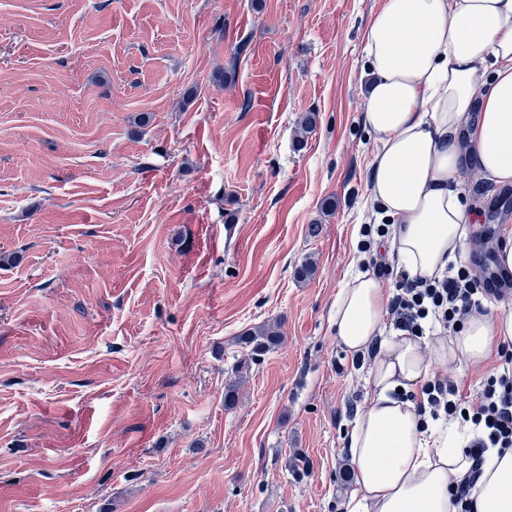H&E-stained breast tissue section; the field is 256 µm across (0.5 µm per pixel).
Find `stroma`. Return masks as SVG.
Masks as SVG:
<instances>
[{
  "mask_svg": "<svg viewBox=\"0 0 512 512\" xmlns=\"http://www.w3.org/2000/svg\"><path fill=\"white\" fill-rule=\"evenodd\" d=\"M380 6L0 0V512H347L372 360L330 315L375 221ZM461 189L484 281L512 186ZM509 358L434 373L472 398ZM277 336H279V334L275 330V327L264 326L253 333H248L244 338V343L251 346L253 355L258 356L264 354V352L268 351L276 344Z\"/></svg>",
  "mask_w": 512,
  "mask_h": 512,
  "instance_id": "35a3bbf8",
  "label": "stroma"
}]
</instances>
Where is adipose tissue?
<instances>
[{
	"label": "adipose tissue",
	"instance_id": "ef3b65f1",
	"mask_svg": "<svg viewBox=\"0 0 512 512\" xmlns=\"http://www.w3.org/2000/svg\"><path fill=\"white\" fill-rule=\"evenodd\" d=\"M366 125L380 137L370 199L389 247L414 276L441 275L460 252L468 204L460 171L512 185V0H383L366 32ZM392 290L370 273L336 295L331 321L349 351L375 350L345 440L362 492L349 512H452L472 461L408 400L433 366L479 364L512 340V315L473 314L426 358L418 338L383 335ZM471 512H512V449H490Z\"/></svg>",
	"mask_w": 512,
	"mask_h": 512
}]
</instances>
